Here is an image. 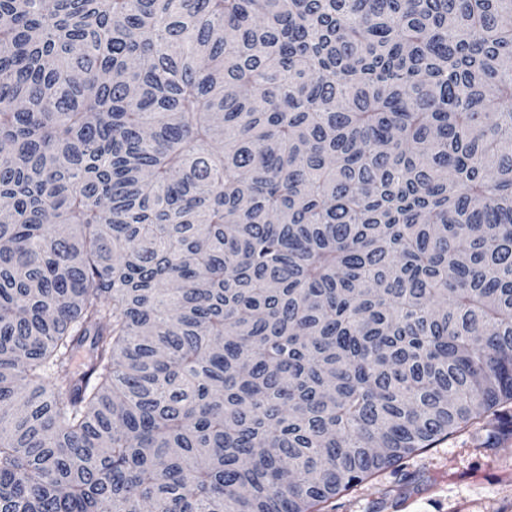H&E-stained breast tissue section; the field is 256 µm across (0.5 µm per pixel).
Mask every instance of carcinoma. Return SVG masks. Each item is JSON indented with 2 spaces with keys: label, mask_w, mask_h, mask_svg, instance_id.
<instances>
[{
  "label": "carcinoma",
  "mask_w": 512,
  "mask_h": 512,
  "mask_svg": "<svg viewBox=\"0 0 512 512\" xmlns=\"http://www.w3.org/2000/svg\"><path fill=\"white\" fill-rule=\"evenodd\" d=\"M0 147V512L512 434V0H0Z\"/></svg>",
  "instance_id": "cac0c4a2"
}]
</instances>
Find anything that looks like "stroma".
Segmentation results:
<instances>
[{
  "mask_svg": "<svg viewBox=\"0 0 512 512\" xmlns=\"http://www.w3.org/2000/svg\"><path fill=\"white\" fill-rule=\"evenodd\" d=\"M328 512H512V439L473 424L337 496Z\"/></svg>",
  "mask_w": 512,
  "mask_h": 512,
  "instance_id": "1",
  "label": "stroma"
}]
</instances>
